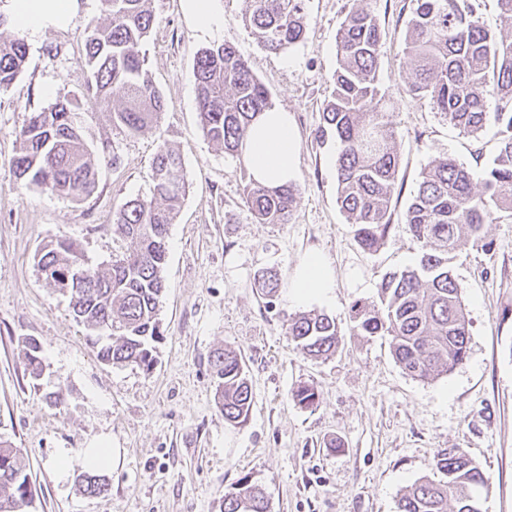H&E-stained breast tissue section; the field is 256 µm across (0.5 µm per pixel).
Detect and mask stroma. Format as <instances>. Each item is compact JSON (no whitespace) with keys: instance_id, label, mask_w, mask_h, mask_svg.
I'll use <instances>...</instances> for the list:
<instances>
[{"instance_id":"obj_1","label":"stroma","mask_w":512,"mask_h":512,"mask_svg":"<svg viewBox=\"0 0 512 512\" xmlns=\"http://www.w3.org/2000/svg\"><path fill=\"white\" fill-rule=\"evenodd\" d=\"M224 31L199 38L181 0H153V29L141 46L144 67L166 110L151 132L113 127L83 101L88 80L84 32L103 20L101 0H78L71 24L27 35L22 73L0 92V438L20 448L35 487L30 512H220L242 477L261 486L270 512H396L400 494L434 477V455L459 448L490 478L482 512H512V217L487 225L491 251L463 248L452 261L469 320L468 355L450 373L421 381L395 362L386 336L353 334L350 307L372 300L382 277L415 263L419 245L402 215L432 160L453 157L478 171L496 152L492 133L464 134L408 89L403 36L412 0H369L387 37L377 78L391 100L400 174L386 242L363 251L337 203L334 143L318 144L322 109L333 92L336 35L354 0H305L304 40L274 54L243 21L244 0H223ZM234 45L291 116L300 187L292 219L257 223L243 200V163L200 128L194 59ZM81 99L93 149L118 156L103 166L81 201L16 180V134L30 113L56 99ZM182 159L188 190L169 229L159 312L163 338L151 370L100 361L69 298L41 276L35 255L46 243H80L89 264L106 268L127 244L112 215L127 200L150 197L160 144ZM312 252L336 279L330 301L296 303L286 288ZM276 270V299L256 274ZM304 313L335 319L336 352L315 359L287 335ZM36 340L44 369L32 377L24 344ZM218 349L246 364L253 403L246 423L225 422L210 365ZM318 392L316 407L291 398L299 385ZM62 391V404L49 397ZM112 450L106 494L83 493L76 461L57 475L61 454L96 441Z\"/></svg>"}]
</instances>
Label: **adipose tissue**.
Masks as SVG:
<instances>
[{
  "mask_svg": "<svg viewBox=\"0 0 512 512\" xmlns=\"http://www.w3.org/2000/svg\"><path fill=\"white\" fill-rule=\"evenodd\" d=\"M194 31L202 37L219 34L224 28L223 0H181ZM13 21L31 33L70 25L76 0H10ZM298 139L287 112L272 109L260 113L243 146L242 160L251 176L269 186L292 182L296 175ZM334 276L320 254L307 255L289 289L298 303L329 300Z\"/></svg>",
  "mask_w": 512,
  "mask_h": 512,
  "instance_id": "ef3b65f1",
  "label": "adipose tissue"
}]
</instances>
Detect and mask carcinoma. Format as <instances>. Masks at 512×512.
Masks as SVG:
<instances>
[{
	"mask_svg": "<svg viewBox=\"0 0 512 512\" xmlns=\"http://www.w3.org/2000/svg\"><path fill=\"white\" fill-rule=\"evenodd\" d=\"M403 40V57L411 73L410 93L467 134L493 129L498 150L481 173L476 189L473 172L452 157L432 161L421 173L417 190L403 215L407 231L420 244L416 262L382 278L378 300L351 306L353 330L391 337V352L414 378L434 380L467 357L468 320L461 287L451 267L466 246L487 250L484 228L498 213L512 214V0H497L507 32L495 33L474 18L472 0H415ZM105 19L88 26L85 62L90 72L85 96L106 110L112 125L144 134L157 126L164 100L146 70L140 48L153 26L151 0H101ZM244 21L266 50L280 52L304 38L303 0H246ZM385 32L367 0H357L336 37L338 67L334 89L323 109L316 140L332 137L336 158L337 202L356 238L368 252L384 244L392 228V192L400 168L392 110L377 82L379 51ZM28 45L24 30L0 13V91L22 71ZM197 104L203 134L241 155L253 118L273 107L268 89L230 44L206 48L194 61ZM495 99V112L487 101ZM77 99L62 98L32 112L17 133V179L73 200L95 189L106 158L95 154L83 133ZM155 185L149 199L126 201L113 215L115 232L130 241L107 270L91 267L79 245L69 240L45 244L37 266L49 283L70 295L76 319L95 333L98 357L112 365H154L151 343L162 339L157 317L166 285L163 267L170 224L186 192L180 155L162 145L156 155ZM245 202L260 224H286L299 187L271 188L245 178ZM262 294L277 295L279 278L258 273ZM287 334L303 353L327 358L335 353L338 330L325 314L292 318ZM30 374L42 371L40 345L25 344ZM217 399L224 420L247 421L252 388L241 358L215 351ZM302 407L318 402L307 385L292 392ZM438 480L420 478L397 501V512H471L489 486L483 469L457 448L434 456ZM20 449L0 439V512H28L34 490ZM98 457L80 475L89 496L106 493ZM222 512H269V502L248 477L224 493Z\"/></svg>",
	"mask_w": 512,
	"mask_h": 512,
	"instance_id": "obj_1",
	"label": "carcinoma"
}]
</instances>
